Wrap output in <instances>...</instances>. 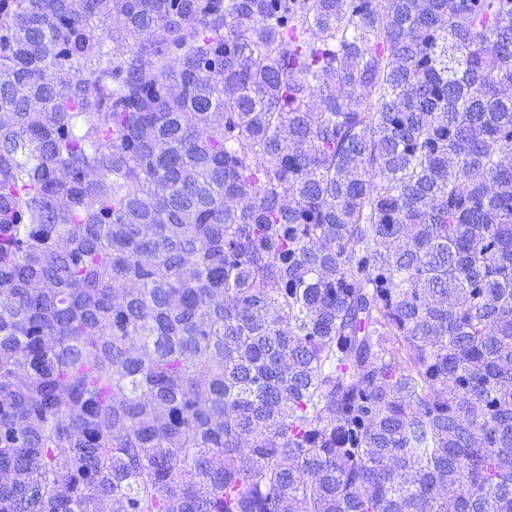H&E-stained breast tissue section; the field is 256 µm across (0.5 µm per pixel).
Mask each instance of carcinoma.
I'll return each mask as SVG.
<instances>
[{
    "mask_svg": "<svg viewBox=\"0 0 512 512\" xmlns=\"http://www.w3.org/2000/svg\"><path fill=\"white\" fill-rule=\"evenodd\" d=\"M0 475L512 512V0H0Z\"/></svg>",
    "mask_w": 512,
    "mask_h": 512,
    "instance_id": "obj_1",
    "label": "carcinoma"
}]
</instances>
